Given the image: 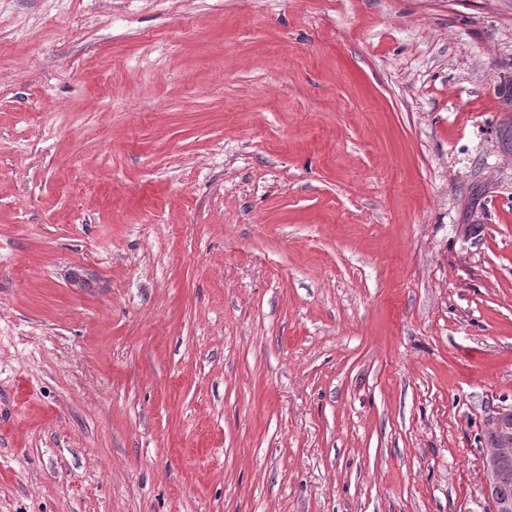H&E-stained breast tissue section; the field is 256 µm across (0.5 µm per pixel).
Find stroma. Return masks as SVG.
Instances as JSON below:
<instances>
[{
	"label": "stroma",
	"instance_id": "obj_1",
	"mask_svg": "<svg viewBox=\"0 0 512 512\" xmlns=\"http://www.w3.org/2000/svg\"><path fill=\"white\" fill-rule=\"evenodd\" d=\"M512 0H0V512H487Z\"/></svg>",
	"mask_w": 512,
	"mask_h": 512
}]
</instances>
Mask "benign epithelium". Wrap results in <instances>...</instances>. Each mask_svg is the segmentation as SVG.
I'll use <instances>...</instances> for the list:
<instances>
[{
  "label": "benign epithelium",
  "mask_w": 512,
  "mask_h": 512,
  "mask_svg": "<svg viewBox=\"0 0 512 512\" xmlns=\"http://www.w3.org/2000/svg\"><path fill=\"white\" fill-rule=\"evenodd\" d=\"M512 409L499 410L491 420L490 437L483 451L484 480L482 493L489 512H512V499L501 495V487L512 481Z\"/></svg>",
  "instance_id": "7a95c632"
}]
</instances>
